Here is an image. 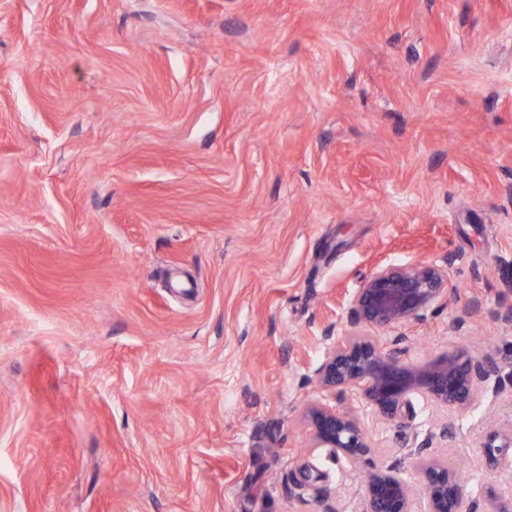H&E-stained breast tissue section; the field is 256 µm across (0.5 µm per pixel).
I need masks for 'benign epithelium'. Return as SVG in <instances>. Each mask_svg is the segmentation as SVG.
Listing matches in <instances>:
<instances>
[{"instance_id": "7a95c632", "label": "benign epithelium", "mask_w": 512, "mask_h": 512, "mask_svg": "<svg viewBox=\"0 0 512 512\" xmlns=\"http://www.w3.org/2000/svg\"><path fill=\"white\" fill-rule=\"evenodd\" d=\"M452 263L448 257L440 264L378 266L363 279L347 309L352 325L374 333L336 337L326 331V351L314 371L322 396L304 411L311 447L329 448L354 466L371 447L361 409L396 422L410 413L414 397L463 408L482 401L490 390L497 395L504 392L501 367L489 360L455 354L427 364L405 359L409 336L401 328L446 303ZM348 393L358 406L341 410L338 404ZM428 445L424 440L413 451L424 486L423 509L416 510L398 466L389 465L368 472L358 512H476L463 497L448 462L424 453ZM511 449L512 420L493 425L483 444L486 463L495 468L511 466L512 458H507Z\"/></svg>"}]
</instances>
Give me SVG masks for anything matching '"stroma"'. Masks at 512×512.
I'll return each mask as SVG.
<instances>
[{
    "instance_id": "1",
    "label": "stroma",
    "mask_w": 512,
    "mask_h": 512,
    "mask_svg": "<svg viewBox=\"0 0 512 512\" xmlns=\"http://www.w3.org/2000/svg\"><path fill=\"white\" fill-rule=\"evenodd\" d=\"M456 262L407 357L512 363V0H0V512H354L302 422L379 263ZM465 324L449 325L460 309ZM438 449L512 501L489 415Z\"/></svg>"
}]
</instances>
